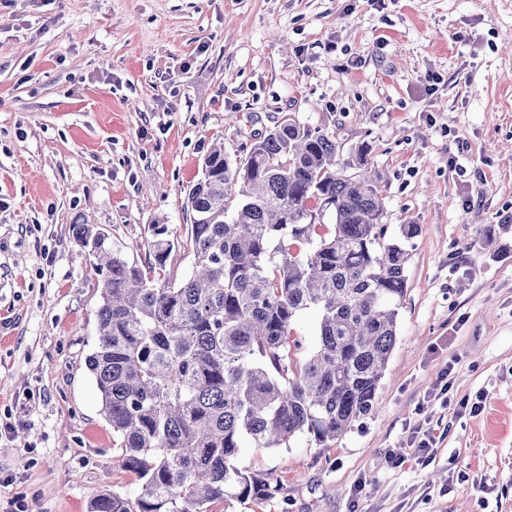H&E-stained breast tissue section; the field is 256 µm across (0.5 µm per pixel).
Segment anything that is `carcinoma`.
I'll list each match as a JSON object with an SVG mask.
<instances>
[{
    "label": "carcinoma",
    "mask_w": 512,
    "mask_h": 512,
    "mask_svg": "<svg viewBox=\"0 0 512 512\" xmlns=\"http://www.w3.org/2000/svg\"><path fill=\"white\" fill-rule=\"evenodd\" d=\"M340 154L336 135L285 118L230 153L206 154L188 186L190 223L148 225L147 266L86 224L102 283L88 359L131 496L90 512H213L282 490L239 465L241 449L325 446L372 415L396 344L416 224L386 236L379 174ZM334 223L324 224L325 215ZM191 272L166 273L172 251ZM318 314L314 342L293 332Z\"/></svg>",
    "instance_id": "obj_1"
}]
</instances>
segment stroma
Instances as JSON below:
<instances>
[{
	"label": "stroma",
	"instance_id": "stroma-1",
	"mask_svg": "<svg viewBox=\"0 0 512 512\" xmlns=\"http://www.w3.org/2000/svg\"><path fill=\"white\" fill-rule=\"evenodd\" d=\"M509 36L512 0H0V512L139 489L88 368L102 289L73 225L145 262L212 144L284 116L367 146L389 233H419L375 413L326 448L243 449L282 493L233 512H512Z\"/></svg>",
	"mask_w": 512,
	"mask_h": 512
}]
</instances>
